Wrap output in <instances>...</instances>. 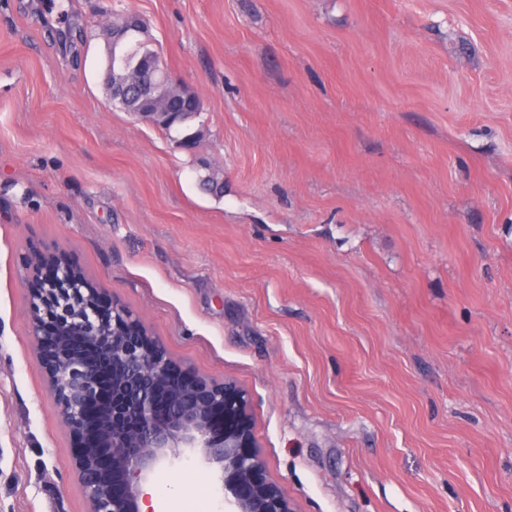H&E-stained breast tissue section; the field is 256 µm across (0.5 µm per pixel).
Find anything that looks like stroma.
<instances>
[{"mask_svg":"<svg viewBox=\"0 0 512 512\" xmlns=\"http://www.w3.org/2000/svg\"><path fill=\"white\" fill-rule=\"evenodd\" d=\"M120 3L195 151L112 108L103 38L62 44ZM60 6L0 0V512H90L30 334L50 257L242 393L293 512H512V0ZM152 487L224 512L207 467Z\"/></svg>","mask_w":512,"mask_h":512,"instance_id":"obj_1","label":"stroma"}]
</instances>
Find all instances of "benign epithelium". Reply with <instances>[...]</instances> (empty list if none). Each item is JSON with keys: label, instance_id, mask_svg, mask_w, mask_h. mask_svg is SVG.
Masks as SVG:
<instances>
[{"label": "benign epithelium", "instance_id": "benign-epithelium-1", "mask_svg": "<svg viewBox=\"0 0 512 512\" xmlns=\"http://www.w3.org/2000/svg\"><path fill=\"white\" fill-rule=\"evenodd\" d=\"M142 29L140 17L126 16L112 27V65L105 68L104 84L112 99L134 101L137 120L156 125L176 115L178 96L169 99L163 112H153L157 75L137 53L133 33ZM100 292L86 282L67 262H59L57 275L45 282L41 293L30 296L31 332L38 346L52 342L59 355L50 368V387L62 416L71 429L86 421L89 405L99 389L98 360L112 361V391L135 418L131 428L114 425L102 414L101 439L84 449L79 458L83 487L91 512H140L143 487L164 463L185 458L212 469L224 495V512H292L288 498L267 482L265 463L254 449H247L240 431L224 429L218 437L211 412L243 417L240 395L230 396V386L216 384L186 370H177L166 358L132 342L126 330L146 333L139 321L124 308L112 305L115 327L108 332L97 316ZM52 301L60 320L83 322L79 336L65 329L51 330L38 312ZM120 477L122 492H112V475Z\"/></svg>", "mask_w": 512, "mask_h": 512}]
</instances>
